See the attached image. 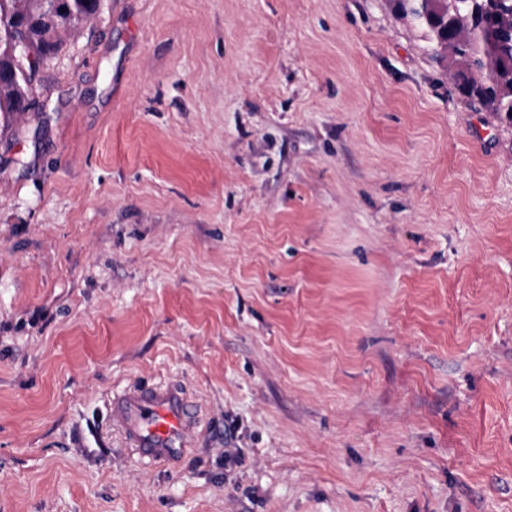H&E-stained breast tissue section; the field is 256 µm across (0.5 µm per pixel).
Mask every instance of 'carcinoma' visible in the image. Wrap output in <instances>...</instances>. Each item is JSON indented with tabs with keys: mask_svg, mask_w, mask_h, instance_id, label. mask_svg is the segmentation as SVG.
<instances>
[{
	"mask_svg": "<svg viewBox=\"0 0 512 512\" xmlns=\"http://www.w3.org/2000/svg\"><path fill=\"white\" fill-rule=\"evenodd\" d=\"M448 82L512 122V0H391ZM101 0H0V126L29 111L32 78Z\"/></svg>",
	"mask_w": 512,
	"mask_h": 512,
	"instance_id": "obj_1",
	"label": "carcinoma"
}]
</instances>
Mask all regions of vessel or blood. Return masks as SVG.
Returning <instances> with one entry per match:
<instances>
[{
	"label": "vessel or blood",
	"mask_w": 512,
	"mask_h": 512,
	"mask_svg": "<svg viewBox=\"0 0 512 512\" xmlns=\"http://www.w3.org/2000/svg\"><path fill=\"white\" fill-rule=\"evenodd\" d=\"M111 413L124 425L139 456L159 460L183 451L187 445L191 417L178 388L125 395L112 402Z\"/></svg>",
	"instance_id": "vessel-or-blood-1"
}]
</instances>
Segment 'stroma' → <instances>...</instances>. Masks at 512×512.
<instances>
[{"label": "stroma", "instance_id": "obj_1", "mask_svg": "<svg viewBox=\"0 0 512 512\" xmlns=\"http://www.w3.org/2000/svg\"><path fill=\"white\" fill-rule=\"evenodd\" d=\"M0 129V512H512V123L389 0H104ZM182 388L185 453L111 400Z\"/></svg>", "mask_w": 512, "mask_h": 512}]
</instances>
